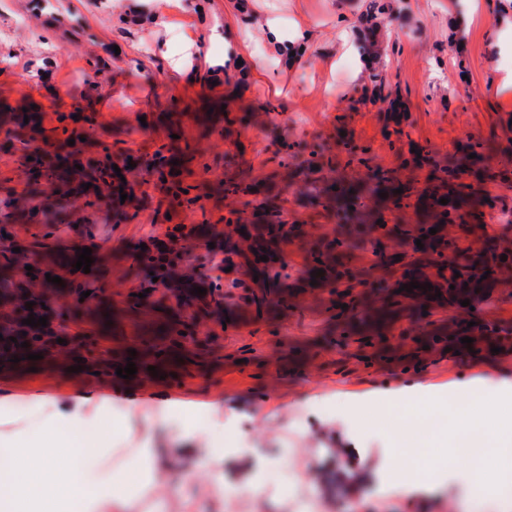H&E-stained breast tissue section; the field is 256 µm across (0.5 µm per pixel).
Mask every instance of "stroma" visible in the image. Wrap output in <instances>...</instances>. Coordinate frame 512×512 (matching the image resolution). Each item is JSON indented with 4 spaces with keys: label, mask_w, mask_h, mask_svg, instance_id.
<instances>
[{
    "label": "stroma",
    "mask_w": 512,
    "mask_h": 512,
    "mask_svg": "<svg viewBox=\"0 0 512 512\" xmlns=\"http://www.w3.org/2000/svg\"><path fill=\"white\" fill-rule=\"evenodd\" d=\"M236 0H0V103L14 111L43 112L46 127L55 115L80 107L96 113L98 139L113 150L139 154L174 145L180 176L203 185L200 208L172 206L164 187L149 184L134 217L98 224L93 238L75 231L46 240L47 252H93L88 279L93 307L109 311L102 327L91 318L69 322L80 353L53 346L42 359L14 363L0 356V396L11 395L15 413L36 397L54 396L61 413L74 399L90 395L113 413L128 401L146 411L133 442L174 460L179 475L164 499L190 496L186 512H224L220 501L193 489L208 473L190 423L156 426L166 410L206 418L224 415L234 434L235 453L224 457V482L239 489L264 464H289L290 476L266 486L265 512H495L501 496L498 461L488 457L470 506L450 484L421 490L400 488L413 462L392 430L377 426L375 411L413 397L417 388L439 393L467 386L481 397L485 381L512 385V348L490 346L427 350L396 344L400 331L419 336L401 319L385 335L360 342L351 317L324 296L289 292L276 315L246 313L230 322L196 306L169 302L161 313L143 304L144 283L134 258L149 235L163 236L184 224L197 237L187 263H208L224 247V218L235 200L224 195L225 175L270 172L281 138L322 146L337 168L347 148L366 149L372 166L394 171L403 181H425L426 171L409 165L407 146L390 144L389 100L363 98L368 65L347 52L356 41L351 22L357 0H247L235 30L246 64H229L224 42L211 38ZM400 0L402 19L382 28L383 72L399 87L402 119L412 138L442 162L469 169V184L483 189V174L512 170V92L498 88L512 79V51L497 48L500 20L512 15V0ZM284 35L307 26L313 41L300 59L271 56L266 20ZM204 38L209 56L201 78L180 74L171 63L186 41ZM104 79L91 89L95 68ZM235 124H225V116ZM485 142L480 162L468 160L472 140ZM512 244V224L476 209L465 223L448 227L451 250L477 251L488 243ZM467 317L512 333V280L474 301L472 308L449 303L434 324L457 326ZM83 366L71 372L73 363ZM135 363L132 378L117 368ZM163 365L162 377L151 368ZM350 444L369 475L355 498L326 507L332 490L316 480L317 464L332 463L337 442Z\"/></svg>",
    "instance_id": "obj_1"
}]
</instances>
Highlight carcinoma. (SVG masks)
Here are the masks:
<instances>
[{"label":"carcinoma","mask_w":512,"mask_h":512,"mask_svg":"<svg viewBox=\"0 0 512 512\" xmlns=\"http://www.w3.org/2000/svg\"><path fill=\"white\" fill-rule=\"evenodd\" d=\"M395 7L389 0H362L355 25L358 28L359 50L363 58L372 61L379 53L375 40L384 21L393 16ZM58 126L46 129L39 125L40 119L14 112L0 116V150L6 149L26 178L25 188L17 191L4 189L0 196V224H34L44 229L43 237L56 236L67 227L82 219L81 232L91 235L92 214H101L105 223L116 219L126 220L130 210L139 208L144 199L143 186L148 181L140 178L144 173L167 185L173 201L187 209L195 207L202 198L199 184H188L176 178L172 161L176 153L169 145L157 147L153 153L129 157L112 152V146L100 143L97 152L88 153L81 138H89L97 125V117L92 113L75 111L57 113ZM389 135L394 141L414 148L421 157H412L419 169H428L427 181L430 185L421 189L417 182H401L394 172L381 168L372 169L369 158L354 148L348 150L347 166L352 170L365 168L367 178L383 187L386 197L377 201L362 190L364 181L347 175L346 183L329 179L325 173L335 171L336 163L322 156L316 144L290 142L283 138L276 154L279 182L274 178H259L250 174H240L224 180V196L243 200L252 209L249 224L255 228L251 242L243 247L233 234V227L243 223L237 211L224 217V267H232L239 272L246 268L249 276L236 277L228 284L230 288H240L241 307L262 315L278 305L283 294L288 292V280L311 284L327 295L330 302L357 305L361 296L355 293L357 285L368 288L373 297L370 325L381 330L391 325L398 313L408 311L409 318L421 322L423 312H431L433 306H442L448 300L466 294L481 296L494 286L504 272L512 269V259L502 260L511 255L508 250L487 246L464 263L455 264L448 259L446 227L465 219L462 206L482 207L499 214V219L512 224V207L489 191L478 196L472 186L463 182L459 171L448 170L437 165L433 152L416 143L405 130L402 121L394 123ZM75 140L68 145V140ZM136 167L128 168V163ZM82 169H77V166ZM294 167L305 176L304 202L317 213L325 214L334 220L336 229L331 235L313 236L304 225L288 220V210L277 204L271 191L288 192V167ZM120 173H115L114 168ZM89 183L91 187L84 188ZM403 188L397 193L395 189ZM128 199L121 200V194ZM442 198L450 199L446 205L439 204ZM415 207L426 222L420 224H390L385 212H398ZM436 234H429L430 229ZM195 231L178 230L166 234L167 241L158 248L140 252L135 261L148 288L165 290L153 301L157 307L169 298L168 292L183 289L185 299H195L208 306L207 297L215 296L223 285L220 278H202L198 274H188L181 266V252L178 244L194 235ZM421 240L423 248H418L416 240ZM300 241L307 245L306 261L309 268L291 277L286 264L259 265L254 261V252L272 251L279 245ZM20 248L15 253L13 249ZM371 250L376 259L386 269L399 273L396 279L382 278L376 281L364 280L353 265L352 257L357 252ZM44 258L34 249L21 246L11 236L0 233V305L7 311L0 319L8 324L7 336L52 335L51 325L58 320H72L82 315L79 310L59 305L48 306L41 312L47 317L46 326L31 327L22 323L30 311L15 303V299L26 288L35 283L49 288L54 284L47 281L35 270L43 269ZM32 269L27 270L25 266ZM324 270V277H311V270ZM460 276H455V273ZM158 280H153V277ZM410 282L420 284L412 292H397L402 285ZM431 284V290L423 288ZM201 287L203 295H195L192 289ZM440 298H435L436 292Z\"/></svg>","instance_id":"cac0c4a2"}]
</instances>
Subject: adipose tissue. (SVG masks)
Segmentation results:
<instances>
[{
  "instance_id": "1",
  "label": "adipose tissue",
  "mask_w": 512,
  "mask_h": 512,
  "mask_svg": "<svg viewBox=\"0 0 512 512\" xmlns=\"http://www.w3.org/2000/svg\"><path fill=\"white\" fill-rule=\"evenodd\" d=\"M418 399L434 405V426L426 437L401 435L408 448L438 443L448 448L449 476L465 481L479 474L482 460L461 454L470 432L479 427L481 405H458L454 398L425 388ZM102 407L78 398L68 414H61L51 396L39 397L27 416L12 419L0 434V512H32L35 504L61 501L71 512H153L158 490L173 476L170 465L160 464L151 448L130 446L127 431L142 418L139 406L122 413V429L106 432L100 420ZM202 460L213 475L210 492L225 497L224 459L214 452V439L224 434L223 418L214 416L193 426ZM111 447L112 461L104 463L100 450Z\"/></svg>"
}]
</instances>
